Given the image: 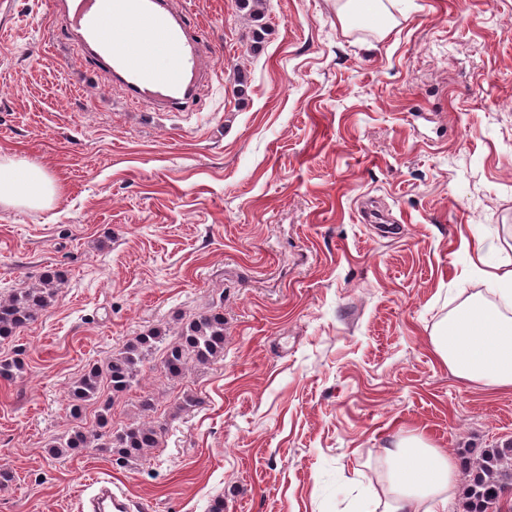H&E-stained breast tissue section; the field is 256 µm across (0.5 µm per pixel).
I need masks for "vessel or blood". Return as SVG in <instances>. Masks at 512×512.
I'll list each match as a JSON object with an SVG mask.
<instances>
[{
  "mask_svg": "<svg viewBox=\"0 0 512 512\" xmlns=\"http://www.w3.org/2000/svg\"><path fill=\"white\" fill-rule=\"evenodd\" d=\"M65 28L92 47L106 80L128 100L162 112H184L208 80L216 52L186 26L174 0H81ZM170 65L158 68L157 56ZM83 512H131L130 498L100 482Z\"/></svg>",
  "mask_w": 512,
  "mask_h": 512,
  "instance_id": "vessel-or-blood-1",
  "label": "vessel or blood"
}]
</instances>
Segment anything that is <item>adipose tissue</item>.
<instances>
[{
  "instance_id": "adipose-tissue-1",
  "label": "adipose tissue",
  "mask_w": 512,
  "mask_h": 512,
  "mask_svg": "<svg viewBox=\"0 0 512 512\" xmlns=\"http://www.w3.org/2000/svg\"><path fill=\"white\" fill-rule=\"evenodd\" d=\"M339 22L351 28L374 17L378 33L390 29L385 0H328ZM55 182L41 166L0 154V209L48 208ZM485 291L468 296L431 333V351L459 379L490 391H512V268L474 267ZM380 476L362 501V512H447L457 486V465L447 449L409 431L378 457Z\"/></svg>"
}]
</instances>
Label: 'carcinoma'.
Instances as JSON below:
<instances>
[{
	"label": "carcinoma",
	"instance_id": "carcinoma-1",
	"mask_svg": "<svg viewBox=\"0 0 512 512\" xmlns=\"http://www.w3.org/2000/svg\"><path fill=\"white\" fill-rule=\"evenodd\" d=\"M61 273L48 270L35 276L31 286L0 297V339L6 340L35 322L55 299ZM224 313L213 309L181 322L177 336L170 329L154 327L130 338L103 363L88 367L69 390L71 413L82 418L83 410L95 407L94 423L74 427L66 437L49 445L48 454L56 459L84 448H103L125 462L159 447L162 426L131 423L114 430L110 425L114 397L136 381L141 366L156 351H163L166 376L183 375L189 363L206 365L224 357ZM24 369L16 358L0 359V379L13 381ZM466 475L460 495L462 512H503L502 491L512 485V442L493 448L467 452L462 458Z\"/></svg>",
	"mask_w": 512,
	"mask_h": 512
}]
</instances>
